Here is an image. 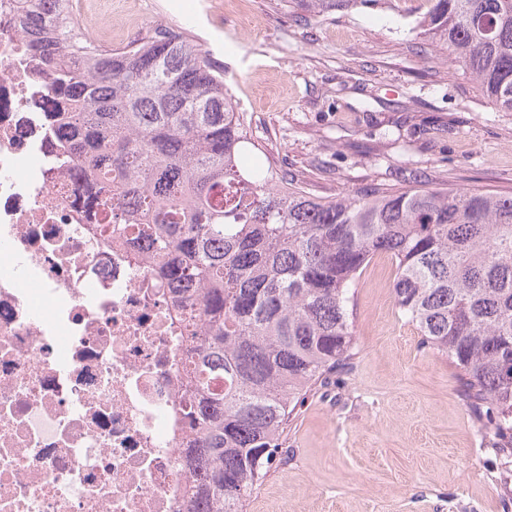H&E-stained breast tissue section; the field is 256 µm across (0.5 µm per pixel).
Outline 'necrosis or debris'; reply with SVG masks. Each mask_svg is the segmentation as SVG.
Returning a JSON list of instances; mask_svg holds the SVG:
<instances>
[{
    "label": "necrosis or debris",
    "instance_id": "obj_1",
    "mask_svg": "<svg viewBox=\"0 0 512 512\" xmlns=\"http://www.w3.org/2000/svg\"><path fill=\"white\" fill-rule=\"evenodd\" d=\"M0 0V512H187L191 313L52 160L54 107Z\"/></svg>",
    "mask_w": 512,
    "mask_h": 512
}]
</instances>
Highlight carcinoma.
I'll use <instances>...</instances> for the list:
<instances>
[{
  "label": "carcinoma",
  "instance_id": "cac0c4a2",
  "mask_svg": "<svg viewBox=\"0 0 512 512\" xmlns=\"http://www.w3.org/2000/svg\"><path fill=\"white\" fill-rule=\"evenodd\" d=\"M379 0H293L319 18ZM415 29L512 112V0H425ZM61 146L110 238L151 225L149 258L197 314L187 323L199 478L189 512H243L280 456L302 396L352 354L354 294L380 255L421 346L452 361L496 450L512 458V194L378 183L321 199L256 153L214 62L158 29L112 48L69 0H17Z\"/></svg>",
  "mask_w": 512,
  "mask_h": 512
}]
</instances>
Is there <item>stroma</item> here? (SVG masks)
<instances>
[{
  "instance_id": "35a3bbf8",
  "label": "stroma",
  "mask_w": 512,
  "mask_h": 512,
  "mask_svg": "<svg viewBox=\"0 0 512 512\" xmlns=\"http://www.w3.org/2000/svg\"><path fill=\"white\" fill-rule=\"evenodd\" d=\"M423 0L299 22L288 0H112L122 47L187 30L224 72L249 134L319 198L386 183L512 193V112L413 28ZM379 257L355 293L356 347L295 410L244 512H512V463L422 348Z\"/></svg>"
}]
</instances>
